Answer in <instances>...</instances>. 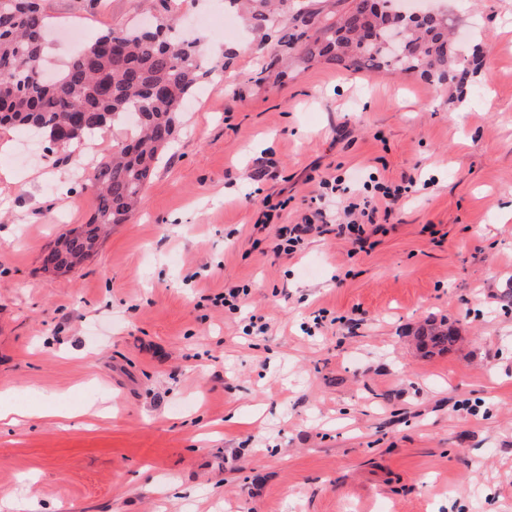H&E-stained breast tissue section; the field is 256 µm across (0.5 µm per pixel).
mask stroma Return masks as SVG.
<instances>
[{"instance_id":"obj_1","label":"stroma","mask_w":512,"mask_h":512,"mask_svg":"<svg viewBox=\"0 0 512 512\" xmlns=\"http://www.w3.org/2000/svg\"><path fill=\"white\" fill-rule=\"evenodd\" d=\"M73 30L161 7L230 59L179 114L139 212L63 276L42 256L96 209L91 150L0 129V394L71 419L0 422V502L39 512H512V0H414L455 15L463 88L353 73L286 35L322 36L344 0H288L276 26L224 0H45ZM265 165L269 174L252 173ZM416 180L367 251L332 233L273 252L319 182ZM286 201L265 220L264 201ZM247 285L240 313L213 306ZM268 329L246 335L250 315ZM451 353L422 357L427 322ZM418 337L427 356H433L445 351L451 352L461 338L456 327L448 325V327L443 328L434 324L423 328Z\"/></svg>"}]
</instances>
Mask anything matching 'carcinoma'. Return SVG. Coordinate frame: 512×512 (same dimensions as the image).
<instances>
[{
  "label": "carcinoma",
  "instance_id": "cac0c4a2",
  "mask_svg": "<svg viewBox=\"0 0 512 512\" xmlns=\"http://www.w3.org/2000/svg\"><path fill=\"white\" fill-rule=\"evenodd\" d=\"M225 2L246 10L259 27L274 23L271 0ZM369 2L350 0L329 28L330 35L316 45L318 55L351 72L391 68L440 84L457 75L447 18H410L408 42L395 48L383 36L363 38L364 27L381 31L387 20L386 14L373 12ZM51 25L40 3L18 17L11 0H0V128H35L46 133L50 143L66 147L138 112L144 115L112 155L94 168L91 183L97 206L89 223L60 235L43 255L42 269L62 274L96 251L104 228L124 222L142 204L175 132L176 112L202 80L224 71L225 63L201 67L196 43L176 37L174 19L166 15L153 30L109 28L91 43L93 49H79L65 70L41 80L36 63L45 56L42 36ZM74 118L78 125L64 134ZM419 339L425 354L433 356L454 350L460 336L452 325L430 324Z\"/></svg>",
  "mask_w": 512,
  "mask_h": 512
}]
</instances>
